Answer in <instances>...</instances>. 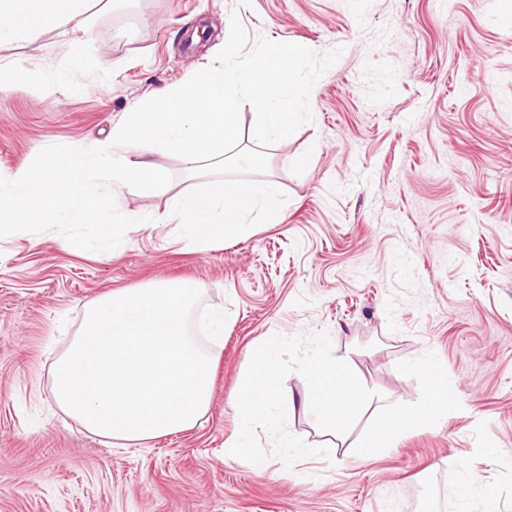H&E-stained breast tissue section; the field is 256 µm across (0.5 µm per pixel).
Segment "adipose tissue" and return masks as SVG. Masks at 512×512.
<instances>
[{
	"label": "adipose tissue",
	"instance_id": "adipose-tissue-1",
	"mask_svg": "<svg viewBox=\"0 0 512 512\" xmlns=\"http://www.w3.org/2000/svg\"><path fill=\"white\" fill-rule=\"evenodd\" d=\"M89 0H0V45L50 27L62 33L85 31ZM430 381V400L423 419L437 424L454 399L436 361L422 367Z\"/></svg>",
	"mask_w": 512,
	"mask_h": 512
}]
</instances>
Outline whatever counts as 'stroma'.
Returning a JSON list of instances; mask_svg holds the SVG:
<instances>
[{"mask_svg":"<svg viewBox=\"0 0 512 512\" xmlns=\"http://www.w3.org/2000/svg\"><path fill=\"white\" fill-rule=\"evenodd\" d=\"M504 0H94L95 40L46 28L0 46V177L50 145L89 148L158 89L210 63L231 14L266 37L343 54L310 93L311 122L269 148L287 195L249 234L186 246L170 199L198 187L179 156L171 183L114 190L135 224L112 251L58 231L0 238V512H483L469 469L512 512V25ZM209 38L192 42L195 29ZM82 51V67L64 71ZM164 280L199 285L224 315L209 409L147 446L86 432L54 399L53 366L88 304ZM328 332L379 397L343 435L322 430L299 373L287 430L330 457L285 468L225 454L232 405L270 336ZM436 360L456 402L419 422ZM410 426L365 457L387 410Z\"/></svg>","mask_w":512,"mask_h":512,"instance_id":"35a3bbf8","label":"stroma"}]
</instances>
